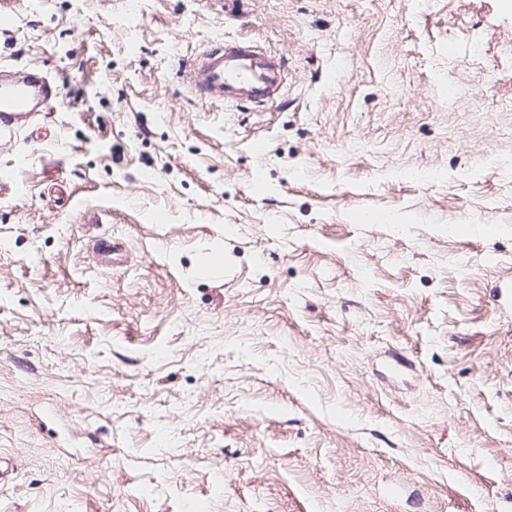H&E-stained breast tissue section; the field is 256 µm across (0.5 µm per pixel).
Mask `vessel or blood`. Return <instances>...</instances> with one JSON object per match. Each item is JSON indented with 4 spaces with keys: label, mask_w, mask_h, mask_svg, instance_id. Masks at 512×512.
<instances>
[{
    "label": "vessel or blood",
    "mask_w": 512,
    "mask_h": 512,
    "mask_svg": "<svg viewBox=\"0 0 512 512\" xmlns=\"http://www.w3.org/2000/svg\"><path fill=\"white\" fill-rule=\"evenodd\" d=\"M287 75L283 58L267 55L246 41L214 42L188 69L200 98L229 103H276ZM60 100L56 80L32 68L11 76L0 73V134L30 128L47 137L48 113Z\"/></svg>",
    "instance_id": "b4317fda"
}]
</instances>
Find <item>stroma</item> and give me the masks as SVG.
Here are the masks:
<instances>
[{"label":"stroma","mask_w":512,"mask_h":512,"mask_svg":"<svg viewBox=\"0 0 512 512\" xmlns=\"http://www.w3.org/2000/svg\"><path fill=\"white\" fill-rule=\"evenodd\" d=\"M220 36L276 103L191 92ZM0 64L61 89L0 136V512H512V0H0Z\"/></svg>","instance_id":"1"}]
</instances>
